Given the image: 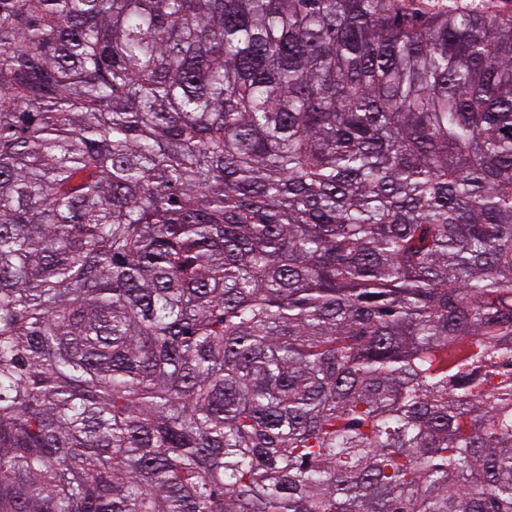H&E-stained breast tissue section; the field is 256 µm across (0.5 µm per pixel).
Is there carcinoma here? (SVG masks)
Segmentation results:
<instances>
[{"label": "carcinoma", "instance_id": "cac0c4a2", "mask_svg": "<svg viewBox=\"0 0 512 512\" xmlns=\"http://www.w3.org/2000/svg\"><path fill=\"white\" fill-rule=\"evenodd\" d=\"M0 512H512V17L0 0Z\"/></svg>", "mask_w": 512, "mask_h": 512}]
</instances>
